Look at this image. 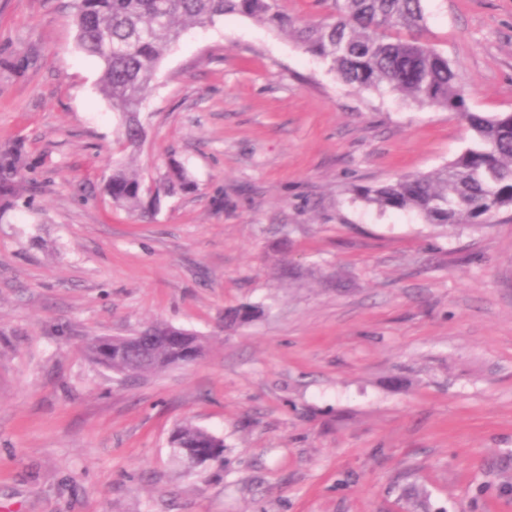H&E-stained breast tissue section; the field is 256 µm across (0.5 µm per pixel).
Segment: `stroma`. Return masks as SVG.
Returning a JSON list of instances; mask_svg holds the SVG:
<instances>
[{
	"instance_id": "stroma-1",
	"label": "stroma",
	"mask_w": 512,
	"mask_h": 512,
	"mask_svg": "<svg viewBox=\"0 0 512 512\" xmlns=\"http://www.w3.org/2000/svg\"><path fill=\"white\" fill-rule=\"evenodd\" d=\"M425 11L470 107L512 112V0ZM71 15L0 0V146L34 165L0 218V512H512V211L444 233L354 197L447 164L466 125L227 15L158 66L124 160L193 185L137 219L102 192L118 117ZM153 323L204 355L129 378L85 350ZM186 422L222 465L172 456Z\"/></svg>"
}]
</instances>
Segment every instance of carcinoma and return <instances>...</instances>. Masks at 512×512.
<instances>
[{
	"label": "carcinoma",
	"instance_id": "carcinoma-1",
	"mask_svg": "<svg viewBox=\"0 0 512 512\" xmlns=\"http://www.w3.org/2000/svg\"><path fill=\"white\" fill-rule=\"evenodd\" d=\"M424 0H333L329 17L298 22L279 0H75L72 23L77 47L103 64L100 91L120 121L118 143L136 150L146 138L141 106L168 45L187 25L206 26L226 15L254 19L286 31L306 52L320 58L340 80L363 89L388 88L421 105L456 113L470 131L469 145L441 169L362 188L357 198L381 210H410L446 231L462 225L486 228L512 209V112L485 115L471 111L456 69L447 56L423 38ZM31 168L24 146L0 150V216L24 196L22 172ZM182 168L167 175L169 194L185 190ZM104 191L113 206L130 214H152L138 174L116 160ZM190 349L202 354L203 338L182 332L181 339L153 343L144 359L127 343L94 337L86 350L97 364L130 377L180 365ZM224 441L191 423L176 430L174 456L185 463L199 457L217 461Z\"/></svg>",
	"mask_w": 512,
	"mask_h": 512
}]
</instances>
